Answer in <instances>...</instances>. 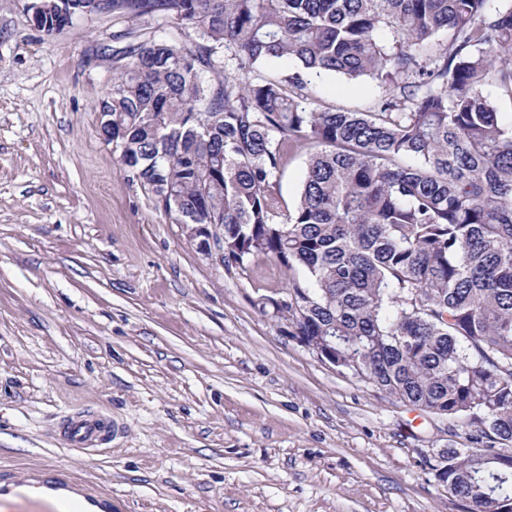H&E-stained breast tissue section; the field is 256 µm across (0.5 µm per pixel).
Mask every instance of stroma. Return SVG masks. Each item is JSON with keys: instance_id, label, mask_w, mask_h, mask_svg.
I'll list each match as a JSON object with an SVG mask.
<instances>
[{"instance_id": "obj_1", "label": "stroma", "mask_w": 512, "mask_h": 512, "mask_svg": "<svg viewBox=\"0 0 512 512\" xmlns=\"http://www.w3.org/2000/svg\"><path fill=\"white\" fill-rule=\"evenodd\" d=\"M0 0V467L49 464L112 512H468L426 460L469 430L320 362L260 295L289 273L225 271L156 209L98 134L119 35L184 41L165 16L34 27ZM377 82L315 81L367 111ZM78 408L112 416L108 448L59 436Z\"/></svg>"}]
</instances>
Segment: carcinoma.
<instances>
[{"label": "carcinoma", "instance_id": "carcinoma-1", "mask_svg": "<svg viewBox=\"0 0 512 512\" xmlns=\"http://www.w3.org/2000/svg\"><path fill=\"white\" fill-rule=\"evenodd\" d=\"M190 37L130 42L101 111L176 224L224 225V268L291 272L286 333L399 401L501 448H449L469 512H512V0H73ZM233 52L236 70L224 65ZM288 60L286 77L249 74ZM335 74L387 93L312 105ZM309 150L294 207L276 186Z\"/></svg>", "mask_w": 512, "mask_h": 512}]
</instances>
